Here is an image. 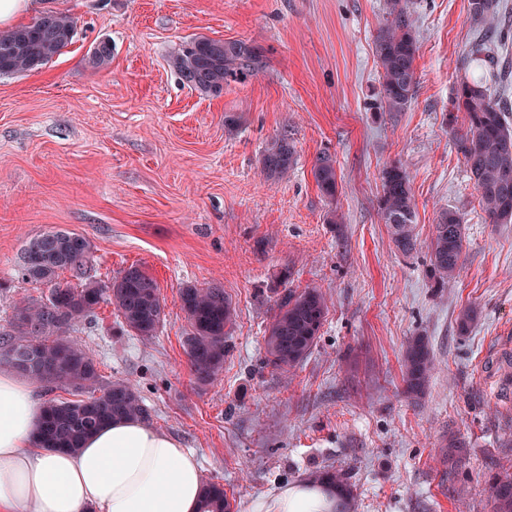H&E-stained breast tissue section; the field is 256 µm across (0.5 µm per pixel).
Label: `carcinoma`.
<instances>
[{"label":"carcinoma","instance_id":"cac0c4a2","mask_svg":"<svg viewBox=\"0 0 512 512\" xmlns=\"http://www.w3.org/2000/svg\"><path fill=\"white\" fill-rule=\"evenodd\" d=\"M469 13L476 22L492 21L500 15V0H468ZM393 20L376 41L380 69L382 104L387 112H401L415 94V62L419 41L414 24L402 0H386ZM75 26L71 17L53 11L17 29L0 32V75H16L40 69L71 44ZM112 46L98 43L90 61L96 68L108 66ZM264 63V49L244 41L195 37L185 41L170 57L171 66L183 84L203 95H219L224 87L256 75ZM484 68L495 65V56L485 40L472 42L464 66ZM466 115V129L455 135L474 181L482 209L494 224L512 222V156H504L502 144L512 141V127L505 120L499 102L488 94L483 79L460 81L452 99L448 124L454 113ZM296 162V150L287 133L270 141L263 151L261 174L267 180L288 176ZM312 175L320 193L335 199L338 182L335 162L326 154L317 157ZM383 193L378 212L391 229L396 247L404 254L416 250L412 224L415 201L410 174L399 162L382 172ZM463 249V219L448 209L440 213L430 244V274L439 283L454 278L460 270ZM90 251L88 240L77 233L56 230L33 238L20 259L24 281L49 288L45 298L17 310L12 332L0 339V360L47 387L52 393L67 386L89 396L77 401L56 397L46 400L37 444L42 448L76 451L83 440L112 420H146L151 414L134 386L118 381L99 385L92 355L65 338L93 316L102 302L113 305L127 330L141 336L156 334L164 316V305L156 282L138 266L125 269L107 288L90 280L81 287L57 281L61 271H81ZM178 300L186 314L190 332L184 341L192 371L200 381L215 377L224 367V336L235 321V309L218 286L200 288L185 285ZM265 338V361L286 370L302 361L315 346L328 306L316 288L300 293L287 290ZM433 360L424 338L410 340L404 351L403 381L411 397L425 392ZM464 442L451 436L443 449V462L453 472L462 462ZM313 479L331 486L336 495V512H356V498L347 478L330 468L317 471ZM492 512H512V478L497 477L491 484ZM199 512H234L224 486L204 485Z\"/></svg>","mask_w":512,"mask_h":512}]
</instances>
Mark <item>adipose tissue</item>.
Masks as SVG:
<instances>
[{"label":"adipose tissue","instance_id":"ef3b65f1","mask_svg":"<svg viewBox=\"0 0 512 512\" xmlns=\"http://www.w3.org/2000/svg\"><path fill=\"white\" fill-rule=\"evenodd\" d=\"M34 384L0 368V512H198V456L138 420L109 423L75 452L38 447ZM323 484L302 479L249 512H335Z\"/></svg>","mask_w":512,"mask_h":512}]
</instances>
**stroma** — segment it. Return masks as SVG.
Returning <instances> with one entry per match:
<instances>
[{"instance_id":"1","label":"stroma","mask_w":512,"mask_h":512,"mask_svg":"<svg viewBox=\"0 0 512 512\" xmlns=\"http://www.w3.org/2000/svg\"><path fill=\"white\" fill-rule=\"evenodd\" d=\"M31 17L62 12L72 43L42 69L0 76V333L47 295L21 280L24 245L49 230L91 244L88 273L108 284L136 265L165 304L152 337L99 304L72 333L101 385L132 383L150 423L200 457L237 512L323 467L345 473L357 512H491L493 478L512 476V389L490 384L512 355V223H489L446 118L481 31L468 0H407L419 36L416 89L401 112L381 109L375 40L385 0H32ZM243 40L265 65L218 96L184 86L169 64L190 38ZM112 60L89 62L101 41ZM494 55L509 76L490 92L512 119V0H502ZM238 118L228 131L226 117ZM288 132V178L259 171ZM336 162L339 192L321 195L318 155ZM411 175L417 250L394 245L377 212L381 174ZM463 217L461 269L445 286L429 273L440 211ZM216 285L235 322L223 371L202 383L184 350L185 285ZM316 288L327 320L307 358L285 372L265 363L279 294ZM478 319L460 334L456 319ZM429 340L424 395L404 392L402 351ZM466 442L454 472L445 435Z\"/></svg>"}]
</instances>
